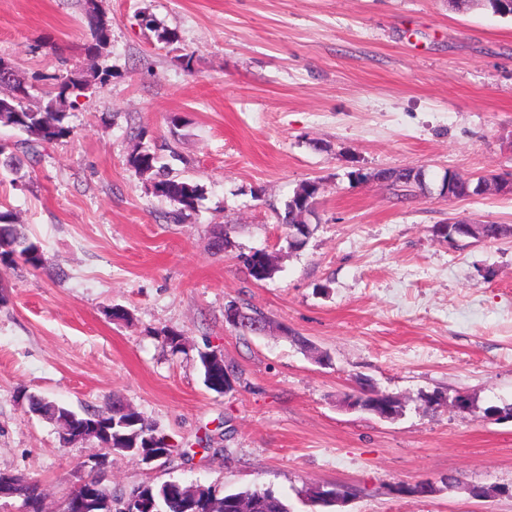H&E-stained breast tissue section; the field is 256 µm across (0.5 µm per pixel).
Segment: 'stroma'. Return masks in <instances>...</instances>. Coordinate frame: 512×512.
<instances>
[{
    "label": "stroma",
    "mask_w": 512,
    "mask_h": 512,
    "mask_svg": "<svg viewBox=\"0 0 512 512\" xmlns=\"http://www.w3.org/2000/svg\"><path fill=\"white\" fill-rule=\"evenodd\" d=\"M100 5L111 44L92 59L85 0H0V58L30 105L51 76L112 72L75 97L68 138L0 172V207L48 258L0 264V471L40 479L58 512L99 447L62 444L21 393L77 411L118 397L178 450L161 465L113 457L118 496L167 481L268 488L310 512L306 488L341 484L345 512H512V419L488 413L512 406V238L434 232L451 218L512 225V195L439 194L448 172L512 176V17L448 0ZM159 27L177 42L158 43ZM139 147L202 187L183 222L167 221L153 173L128 166ZM405 166L424 169L429 196L400 201L371 179ZM308 182L316 204L292 249L276 212ZM256 250L274 268L263 282L244 265ZM231 301L265 333L225 323ZM117 305L127 320H112ZM204 350L241 384L209 391ZM360 377L401 416L346 409ZM421 479L438 491H394ZM472 485L501 492L476 500Z\"/></svg>",
    "instance_id": "35a3bbf8"
}]
</instances>
